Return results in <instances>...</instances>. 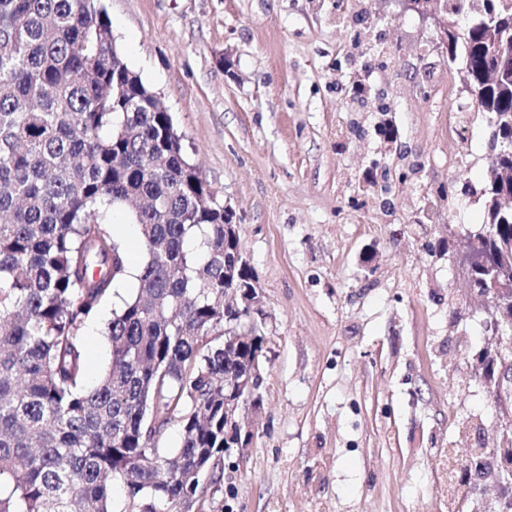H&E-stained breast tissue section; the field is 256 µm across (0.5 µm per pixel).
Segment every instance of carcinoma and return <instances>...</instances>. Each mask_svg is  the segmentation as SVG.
I'll use <instances>...</instances> for the list:
<instances>
[{
	"mask_svg": "<svg viewBox=\"0 0 512 512\" xmlns=\"http://www.w3.org/2000/svg\"><path fill=\"white\" fill-rule=\"evenodd\" d=\"M437 2L448 61L497 120L476 234L491 254L512 239V0ZM124 205L144 260L90 386L82 332L128 276L105 222ZM238 246L100 0H0V512H110L111 477L141 512H191L203 477L219 481L224 418L244 405L224 382L264 351L261 328L224 316V290L257 280L249 264L224 276Z\"/></svg>",
	"mask_w": 512,
	"mask_h": 512,
	"instance_id": "1",
	"label": "carcinoma"
}]
</instances>
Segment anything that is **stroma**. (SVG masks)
<instances>
[{
    "mask_svg": "<svg viewBox=\"0 0 512 512\" xmlns=\"http://www.w3.org/2000/svg\"><path fill=\"white\" fill-rule=\"evenodd\" d=\"M104 4L263 294V414L196 512H448L438 450L496 439L485 388H460L484 314L455 266L483 230L491 129L436 28L396 0ZM136 286L84 329L89 381Z\"/></svg>",
    "mask_w": 512,
    "mask_h": 512,
    "instance_id": "stroma-1",
    "label": "stroma"
}]
</instances>
